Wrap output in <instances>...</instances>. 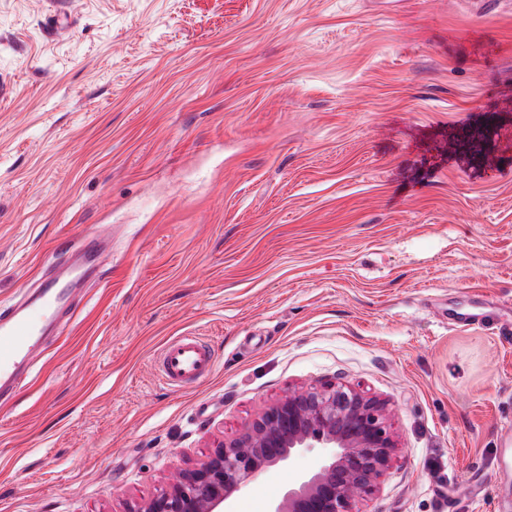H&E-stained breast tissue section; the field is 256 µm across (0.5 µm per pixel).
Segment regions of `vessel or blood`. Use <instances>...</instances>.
Segmentation results:
<instances>
[{
	"label": "vessel or blood",
	"mask_w": 512,
	"mask_h": 512,
	"mask_svg": "<svg viewBox=\"0 0 512 512\" xmlns=\"http://www.w3.org/2000/svg\"><path fill=\"white\" fill-rule=\"evenodd\" d=\"M106 241L101 234L77 242L62 240L52 263L55 275L43 277L19 301L0 307V407L8 406L33 379L46 347L61 333L63 313L72 309L73 281L93 276ZM214 367L211 347L196 336L169 341L157 359L159 380L174 388L200 382Z\"/></svg>",
	"instance_id": "vessel-or-blood-1"
}]
</instances>
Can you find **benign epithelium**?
<instances>
[{
	"mask_svg": "<svg viewBox=\"0 0 512 512\" xmlns=\"http://www.w3.org/2000/svg\"><path fill=\"white\" fill-rule=\"evenodd\" d=\"M315 448L311 469L288 481L269 512H355L375 494L398 451L387 401L336 382L291 391L135 512H232L235 494L268 468Z\"/></svg>",
	"mask_w": 512,
	"mask_h": 512,
	"instance_id": "obj_1",
	"label": "benign epithelium"
}]
</instances>
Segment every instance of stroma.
<instances>
[{
    "label": "stroma",
    "instance_id": "35a3bbf8",
    "mask_svg": "<svg viewBox=\"0 0 512 512\" xmlns=\"http://www.w3.org/2000/svg\"><path fill=\"white\" fill-rule=\"evenodd\" d=\"M95 232L0 409V512H131L322 381L393 409L359 512L512 501V0H0V304ZM184 335L216 364L174 390ZM214 367L211 347L197 336H180L169 341L157 359L159 380L174 388L199 383Z\"/></svg>",
    "mask_w": 512,
    "mask_h": 512
}]
</instances>
